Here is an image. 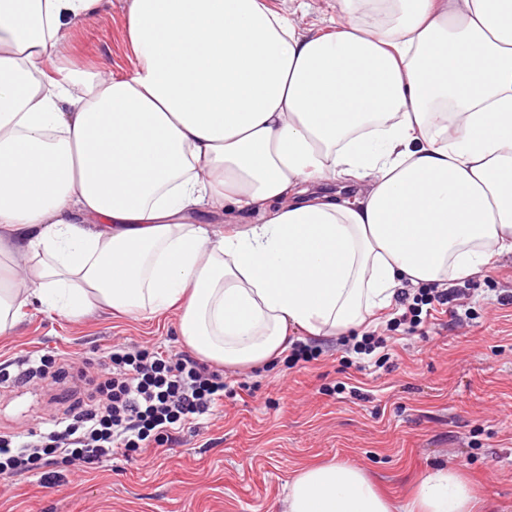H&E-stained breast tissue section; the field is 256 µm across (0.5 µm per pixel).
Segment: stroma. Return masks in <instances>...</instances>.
Returning a JSON list of instances; mask_svg holds the SVG:
<instances>
[{"label": "stroma", "mask_w": 512, "mask_h": 512, "mask_svg": "<svg viewBox=\"0 0 512 512\" xmlns=\"http://www.w3.org/2000/svg\"><path fill=\"white\" fill-rule=\"evenodd\" d=\"M267 3L294 13L303 33L337 28L332 0ZM64 44L67 60L87 70L124 76L136 66L122 0H106ZM464 287L457 315L436 314L414 330L396 322L393 306L370 317L368 332L386 341L370 356L355 335L296 332L315 359L292 364L283 353L225 369L233 394L201 425L129 460L0 481V512H277L296 470L333 459L362 468L395 500L431 466L455 469L472 481L481 512H512V256ZM118 344L185 348L172 313L69 320L33 307L0 336V368L17 373L35 350L78 364ZM58 409L40 381L0 385V434Z\"/></svg>", "instance_id": "obj_1"}]
</instances>
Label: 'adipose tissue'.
Instances as JSON below:
<instances>
[{"mask_svg":"<svg viewBox=\"0 0 512 512\" xmlns=\"http://www.w3.org/2000/svg\"><path fill=\"white\" fill-rule=\"evenodd\" d=\"M334 2L304 35L265 0H125L133 74L61 77L102 0H0V335L173 310L201 360L260 365L512 254V0ZM330 181L353 199L309 193ZM215 211L259 221L192 220ZM479 507L449 469L397 503L330 461L280 509Z\"/></svg>","mask_w":512,"mask_h":512,"instance_id":"1","label":"adipose tissue"}]
</instances>
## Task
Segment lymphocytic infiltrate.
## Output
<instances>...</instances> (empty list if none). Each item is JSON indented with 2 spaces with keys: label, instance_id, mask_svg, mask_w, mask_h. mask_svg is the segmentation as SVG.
Instances as JSON below:
<instances>
[{
  "label": "lymphocytic infiltrate",
  "instance_id": "1",
  "mask_svg": "<svg viewBox=\"0 0 512 512\" xmlns=\"http://www.w3.org/2000/svg\"><path fill=\"white\" fill-rule=\"evenodd\" d=\"M18 381L58 385L73 379L64 412L24 435H0V479L76 462L94 469L115 456L172 442L175 431L224 402L223 370L188 352L115 346L106 361L84 360L70 374L66 359L26 355Z\"/></svg>",
  "mask_w": 512,
  "mask_h": 512
}]
</instances>
